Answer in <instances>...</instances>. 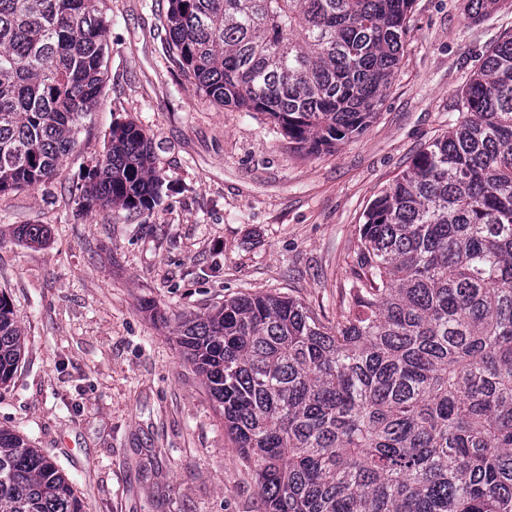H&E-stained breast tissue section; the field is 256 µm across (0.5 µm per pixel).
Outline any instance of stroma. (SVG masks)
<instances>
[{
    "label": "stroma",
    "mask_w": 512,
    "mask_h": 512,
    "mask_svg": "<svg viewBox=\"0 0 512 512\" xmlns=\"http://www.w3.org/2000/svg\"><path fill=\"white\" fill-rule=\"evenodd\" d=\"M466 4L414 0L377 118L308 157L265 116L218 107L183 76L162 27L168 0H105V88L76 151L52 180L0 194V290L26 339L0 426L55 462L86 512H263L172 323L266 292L331 319L346 309L364 212L460 121L470 75L512 32V8L475 24ZM129 120L153 142L159 204L132 218L82 211L71 186ZM22 224L45 226V243L19 241Z\"/></svg>",
    "instance_id": "obj_1"
}]
</instances>
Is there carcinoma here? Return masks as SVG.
Segmentation results:
<instances>
[{
	"label": "carcinoma",
	"mask_w": 512,
	"mask_h": 512,
	"mask_svg": "<svg viewBox=\"0 0 512 512\" xmlns=\"http://www.w3.org/2000/svg\"><path fill=\"white\" fill-rule=\"evenodd\" d=\"M101 0H0V194L51 178L104 88ZM172 60L211 101L265 115L305 154L375 118L413 0H168ZM505 0H470L479 20ZM462 120L364 213L348 312L278 294L178 318L265 512H512V33L469 79ZM75 187L86 212L160 201L133 121ZM18 240L47 230L22 224ZM23 330L0 294V388ZM0 512H84L54 463L0 428Z\"/></svg>",
	"instance_id": "cac0c4a2"
}]
</instances>
